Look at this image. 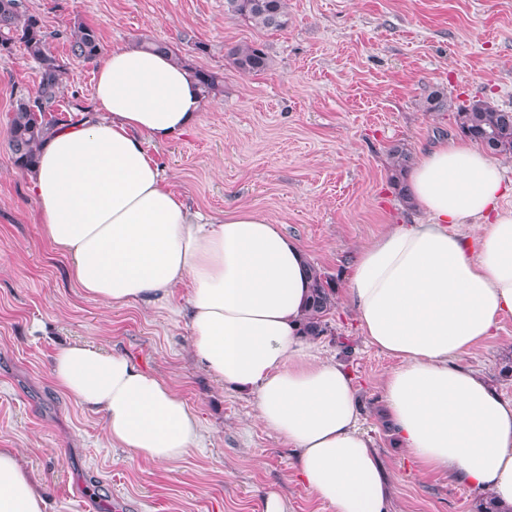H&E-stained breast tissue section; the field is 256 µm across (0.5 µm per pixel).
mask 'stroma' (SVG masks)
I'll list each match as a JSON object with an SVG mask.
<instances>
[{"label": "stroma", "mask_w": 512, "mask_h": 512, "mask_svg": "<svg viewBox=\"0 0 512 512\" xmlns=\"http://www.w3.org/2000/svg\"><path fill=\"white\" fill-rule=\"evenodd\" d=\"M26 3L65 65L58 122L74 120L73 94L92 96L95 64L64 39L80 25L97 28L105 50L162 41L189 68L220 76L196 125L153 156L192 209L257 210L333 278L329 331L314 345L353 374L363 428L398 477L390 512H475L479 492L397 447L380 386L398 361L365 341L346 296L354 251L410 215L390 179V147L416 154L459 139L455 112L475 100L512 112V0H286L282 31L226 14L224 0ZM241 42L264 47L267 70L230 63L228 48ZM38 83L23 46L0 54V448L38 475L47 512H262L270 491L288 512H331L296 478L291 448L258 419L254 396L207 374L173 308L112 306L75 286L35 221L7 136L16 97ZM434 90L447 110L425 109ZM72 342L126 355L168 381L203 419L200 448L148 464L113 447L101 414L52 381L54 355ZM458 363L512 398V317Z\"/></svg>", "instance_id": "1"}]
</instances>
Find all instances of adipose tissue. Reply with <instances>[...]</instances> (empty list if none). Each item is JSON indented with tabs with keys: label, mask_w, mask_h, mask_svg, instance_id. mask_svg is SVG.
Segmentation results:
<instances>
[{
	"label": "adipose tissue",
	"mask_w": 512,
	"mask_h": 512,
	"mask_svg": "<svg viewBox=\"0 0 512 512\" xmlns=\"http://www.w3.org/2000/svg\"><path fill=\"white\" fill-rule=\"evenodd\" d=\"M203 95L171 55L113 48L96 65L81 120L52 128L29 173L37 222L79 288L111 305L180 307L194 355L219 382L254 395L257 416L297 454L295 470L333 512H390L392 485L362 429L345 365L300 324L309 291L300 244L246 208L192 211L146 143L192 128ZM406 180L409 224L357 250L348 302L370 345L398 359L383 415L417 462L512 508V398L459 355L512 316V179L476 142L430 148ZM55 384L103 414L113 447L150 464L197 448V409L126 356L73 343ZM38 478L0 448V512H45Z\"/></svg>",
	"instance_id": "obj_1"
}]
</instances>
